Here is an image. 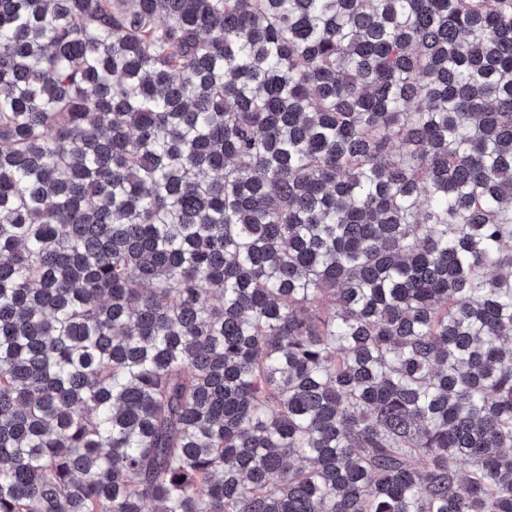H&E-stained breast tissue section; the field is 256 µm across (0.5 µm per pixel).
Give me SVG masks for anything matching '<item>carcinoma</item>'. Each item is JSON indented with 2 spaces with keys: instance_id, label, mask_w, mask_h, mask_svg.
Instances as JSON below:
<instances>
[{
  "instance_id": "carcinoma-1",
  "label": "carcinoma",
  "mask_w": 512,
  "mask_h": 512,
  "mask_svg": "<svg viewBox=\"0 0 512 512\" xmlns=\"http://www.w3.org/2000/svg\"><path fill=\"white\" fill-rule=\"evenodd\" d=\"M0 512H512V0H0Z\"/></svg>"
}]
</instances>
